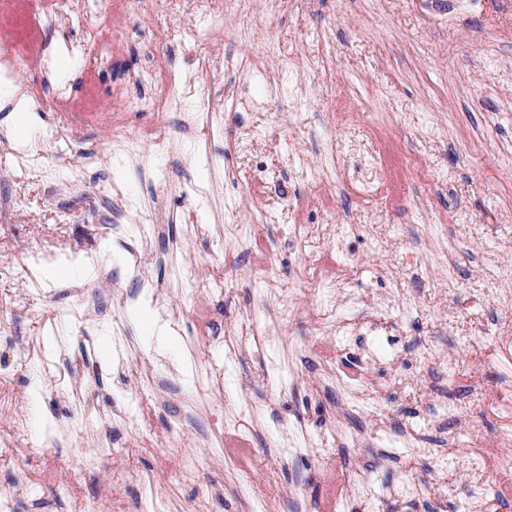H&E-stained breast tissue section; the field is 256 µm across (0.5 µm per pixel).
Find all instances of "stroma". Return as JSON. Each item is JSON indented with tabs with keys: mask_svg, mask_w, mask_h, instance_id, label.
Here are the masks:
<instances>
[{
	"mask_svg": "<svg viewBox=\"0 0 512 512\" xmlns=\"http://www.w3.org/2000/svg\"><path fill=\"white\" fill-rule=\"evenodd\" d=\"M89 3L116 36L110 58L68 54L66 42L83 35L74 17L43 32L50 70L19 79L78 100L93 92L101 112H42L29 102L33 127L21 146L8 133L11 106L0 102V203L8 209L0 224V443L15 414L31 424L17 467L0 464V489L48 458L70 464L57 480L32 484L17 512H71L59 481L72 483L85 512H110L109 470L81 468L80 457L114 444L129 449L143 477L123 498L165 488L174 512H192L195 488L169 485L159 465L185 452L218 491L211 512H465L476 495L489 512H512V471L472 467L494 453L496 432L512 430V326L494 296L506 286L495 260L512 253V0H281L273 12L265 0H240L224 16L225 55L258 57L276 42L292 58L324 55L325 73L302 77L274 61L238 67L207 76L203 98L176 100L167 114L122 113L130 133L152 129L167 143L160 152L145 145L137 158L113 143L110 108L156 56L169 55L181 71L200 48L190 35L159 42L158 27H178L182 16L156 15L149 0ZM236 97L263 103L262 126L229 108ZM206 107L217 110L211 122L183 128L187 113ZM55 130L62 140L52 139ZM249 133L253 152L235 154L234 137ZM361 139L380 150L366 199L352 183ZM96 151L109 153L107 168L85 165ZM32 153L41 164L19 166ZM324 167L335 186L319 180ZM103 181L119 188L123 216L97 192ZM287 205L303 224L357 225L341 255L362 264L358 289L370 302L391 304L386 324L355 346L367 357L362 386L380 398L373 416L345 410L348 392L311 350L309 317L279 324L277 298L253 288L252 270L270 254L281 288L299 286L303 257L284 249L281 225L257 224L254 214ZM228 223L258 229L228 241ZM396 257L397 289L386 277ZM216 262L223 295L192 296V275ZM476 280L487 295L465 294ZM79 295L93 308L85 321L69 314ZM255 311L267 338L261 355L244 345ZM154 320L165 335L151 334ZM202 322L209 335L199 334ZM228 341L242 345L231 362ZM427 347L457 355L459 368L420 371L410 388L391 385L386 353L396 348L410 360ZM61 385L69 394L60 400ZM159 386L166 402L139 436L122 428L71 436L74 406L92 417L132 410L131 393ZM442 388L470 405L485 441L455 430L440 486L423 449L389 448L374 434L440 442L445 426L431 404ZM244 404L252 432L245 463L216 435L225 414ZM177 413L185 438L172 445L163 432ZM412 480L422 486L413 506L395 494Z\"/></svg>",
	"mask_w": 512,
	"mask_h": 512,
	"instance_id": "1",
	"label": "stroma"
}]
</instances>
